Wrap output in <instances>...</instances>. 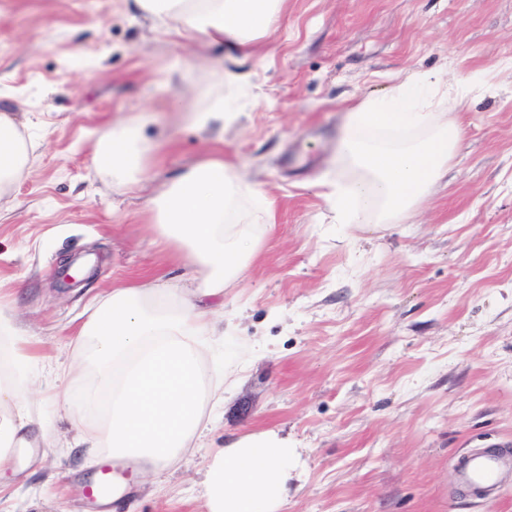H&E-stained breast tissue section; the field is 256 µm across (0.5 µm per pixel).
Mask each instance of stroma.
Segmentation results:
<instances>
[{
  "label": "stroma",
  "instance_id": "35a3bbf8",
  "mask_svg": "<svg viewBox=\"0 0 512 512\" xmlns=\"http://www.w3.org/2000/svg\"><path fill=\"white\" fill-rule=\"evenodd\" d=\"M226 63L222 44L153 27L130 0H0V113L39 142L0 196V293L46 427L0 468V512H94L100 461L65 397L94 339L71 340L111 289L203 280L150 201L210 155L274 213L224 290L233 338L202 364L207 382L225 352L244 369L223 402L204 400L197 447L138 478L120 512H205L200 482L225 437L269 430L304 463L283 512H512V481L487 497L456 481L473 449H512V0H286L238 66L234 121L193 123ZM435 74L467 88L444 175L393 223L337 225L326 185L357 176L336 158L348 110ZM119 120L154 148L133 189L94 161ZM72 260L88 270L67 285Z\"/></svg>",
  "mask_w": 512,
  "mask_h": 512
}]
</instances>
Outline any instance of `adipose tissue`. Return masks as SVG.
Listing matches in <instances>:
<instances>
[{"instance_id": "1", "label": "adipose tissue", "mask_w": 512, "mask_h": 512, "mask_svg": "<svg viewBox=\"0 0 512 512\" xmlns=\"http://www.w3.org/2000/svg\"><path fill=\"white\" fill-rule=\"evenodd\" d=\"M284 0H133L135 10L171 34L199 33L226 41L241 59L253 57L268 37ZM148 145L137 126L119 124L95 151L96 163L119 184L136 183ZM37 146L20 132L10 113H0V194L27 174ZM256 200L265 218L273 213L265 193L246 182L222 158L209 157L179 175L153 200L156 218L176 252L206 272L190 296L159 285L116 288L106 293L76 337L95 339L94 386L79 402L81 432L89 452L108 450L137 474L158 472L207 429L201 365L218 333L212 298L244 271L257 251L241 197ZM14 319L0 312V351L7 376H0V438L28 447V430L40 420L26 404V356ZM300 467L296 449L276 433L241 437L211 460L203 483L206 512H282L288 482Z\"/></svg>"}]
</instances>
